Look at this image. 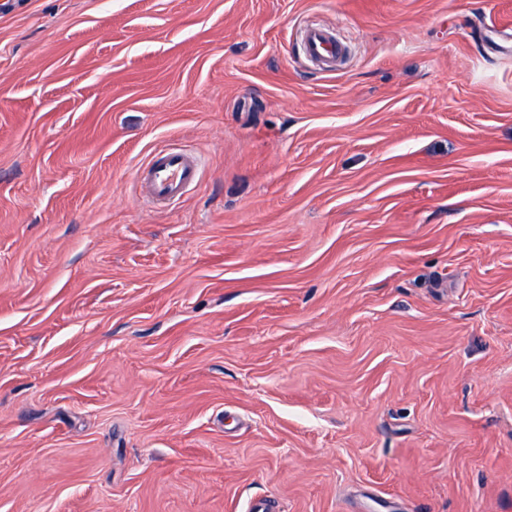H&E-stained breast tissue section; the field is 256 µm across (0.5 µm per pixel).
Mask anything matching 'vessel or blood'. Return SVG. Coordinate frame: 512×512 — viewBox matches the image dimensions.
Listing matches in <instances>:
<instances>
[{"label": "vessel or blood", "mask_w": 512, "mask_h": 512, "mask_svg": "<svg viewBox=\"0 0 512 512\" xmlns=\"http://www.w3.org/2000/svg\"><path fill=\"white\" fill-rule=\"evenodd\" d=\"M304 49L311 59L331 63L341 52L340 44L321 27L306 28ZM146 198L154 204H171L199 179V158L193 153L161 146L155 148L148 162L138 171Z\"/></svg>", "instance_id": "1"}]
</instances>
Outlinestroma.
Masks as SVG:
<instances>
[{
	"instance_id": "35a3bbf8",
	"label": "stroma",
	"mask_w": 512,
	"mask_h": 512,
	"mask_svg": "<svg viewBox=\"0 0 512 512\" xmlns=\"http://www.w3.org/2000/svg\"><path fill=\"white\" fill-rule=\"evenodd\" d=\"M257 498L512 512V0H0V512ZM304 49L307 56L316 61L331 63L341 52L340 43L321 27H308L303 34ZM199 158L191 152L156 147L148 162L138 171V181L145 185L144 196L154 205L166 206L179 200L199 179Z\"/></svg>"
}]
</instances>
